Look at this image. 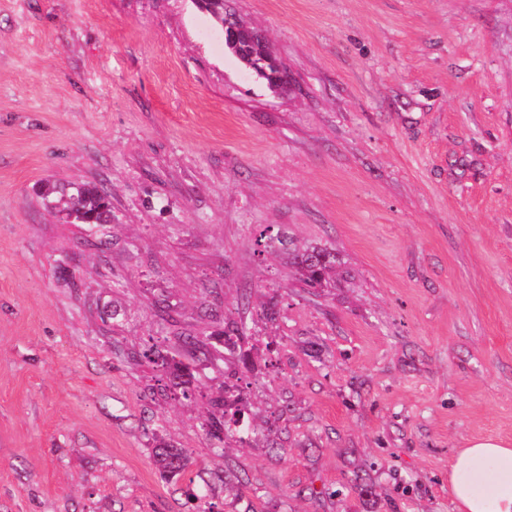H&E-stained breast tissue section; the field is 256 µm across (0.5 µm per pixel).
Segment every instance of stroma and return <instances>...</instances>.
<instances>
[{
  "label": "stroma",
  "mask_w": 512,
  "mask_h": 512,
  "mask_svg": "<svg viewBox=\"0 0 512 512\" xmlns=\"http://www.w3.org/2000/svg\"><path fill=\"white\" fill-rule=\"evenodd\" d=\"M225 8L289 89L192 0H0V512H192L158 439L215 512H457L458 448L512 442V0ZM79 182L102 232L37 194ZM280 231L335 254L327 287ZM240 379L250 433L217 453ZM213 6V11H208L212 19L220 25H224V38L230 42H237L240 39H247L252 44V52L242 62L252 70L258 77L266 79L270 88L283 90L290 84V77L286 67L265 45L260 35L247 23L237 17L226 16L224 22V7L219 3H211L206 8ZM221 26V25H220ZM239 46L231 45L225 41L227 48L233 53H244L247 43L240 40ZM241 392L236 385H225L222 397L215 400L206 423V435L214 441V449L220 451L225 440H242L244 410L239 406ZM153 462L161 476L169 481L184 478L189 467V457L181 448L165 442L157 443L151 450Z\"/></svg>",
  "instance_id": "1"
}]
</instances>
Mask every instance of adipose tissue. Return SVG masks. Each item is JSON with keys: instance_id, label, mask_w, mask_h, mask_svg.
<instances>
[{"instance_id": "adipose-tissue-1", "label": "adipose tissue", "mask_w": 512, "mask_h": 512, "mask_svg": "<svg viewBox=\"0 0 512 512\" xmlns=\"http://www.w3.org/2000/svg\"><path fill=\"white\" fill-rule=\"evenodd\" d=\"M449 486L459 512H512V444L467 441L455 456Z\"/></svg>"}]
</instances>
